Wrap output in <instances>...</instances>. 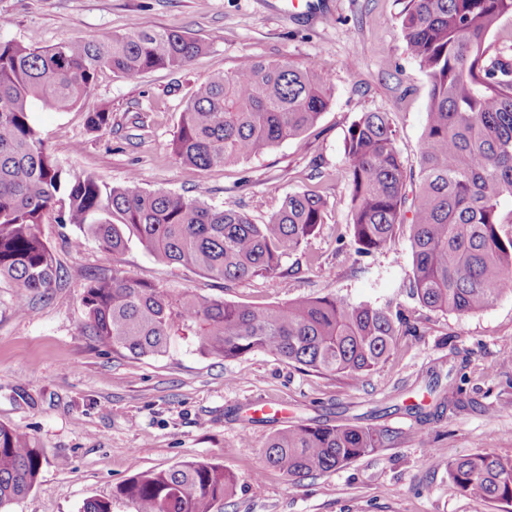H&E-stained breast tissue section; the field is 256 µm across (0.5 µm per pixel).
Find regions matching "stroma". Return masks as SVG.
Here are the masks:
<instances>
[{
	"label": "stroma",
	"mask_w": 512,
	"mask_h": 512,
	"mask_svg": "<svg viewBox=\"0 0 512 512\" xmlns=\"http://www.w3.org/2000/svg\"><path fill=\"white\" fill-rule=\"evenodd\" d=\"M405 5L317 0L316 13L307 14L291 0H0V16L9 20L0 38L32 49L122 34L144 21L205 46L179 70L155 69L134 81L101 72L84 103L34 112L64 170L114 185L135 172L143 189L242 210L259 224L295 192L315 189L329 202L324 224L286 258L283 275L232 283L161 263L134 241L109 262L93 239L72 249L82 238L75 225L41 224L60 270L56 288L28 294L0 280V424L33 436L45 457L13 512H81L102 497L111 498L112 512H132L114 498L117 486L195 461L236 476L223 512H512V503L469 496L448 478L449 463L463 455L512 458V294L476 314L430 311L409 293L408 229L391 251L369 257L357 256L345 238L344 140L358 115L387 113L406 167L416 165L429 83L403 40ZM246 58L301 68L330 59L327 110L301 139L262 155L183 168L170 151L181 111L200 83ZM101 107L110 126L89 130L88 113ZM112 264L175 293L241 304L327 293L388 304L416 333L398 337L389 358L357 383L265 351L225 361L179 343L162 357H135L97 346L82 329L85 277ZM452 378L462 402L437 411ZM270 399L284 404V417L248 420L244 404ZM416 403L423 413L413 411ZM303 421L387 428L395 439L336 471L292 481L265 466L263 450L273 432Z\"/></svg>",
	"instance_id": "obj_1"
}]
</instances>
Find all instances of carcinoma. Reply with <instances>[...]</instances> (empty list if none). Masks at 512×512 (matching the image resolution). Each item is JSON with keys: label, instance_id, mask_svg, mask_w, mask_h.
Wrapping results in <instances>:
<instances>
[{"label": "carcinoma", "instance_id": "obj_1", "mask_svg": "<svg viewBox=\"0 0 512 512\" xmlns=\"http://www.w3.org/2000/svg\"><path fill=\"white\" fill-rule=\"evenodd\" d=\"M512 16V0H408L401 30L429 81L418 155V191L407 204L406 172L384 112H363L344 142L348 231L356 254L389 251L410 229L409 288L421 306L474 314L512 294V235L499 206L512 199V66L486 60V38ZM202 44L148 21L122 35L70 38L44 49L0 41V280L46 293L59 279L39 226L76 224L103 255L129 241L159 261L223 281L275 278L325 223L326 197L288 195L266 222L197 198L146 191L137 174L119 185L59 167L31 119L42 102L65 111L89 98L98 74L134 80L182 68ZM329 104L327 65L246 59L211 75L180 113L171 151L194 170L239 163L302 137ZM83 328L100 346L137 357L179 342L226 361L266 351L321 374L358 381L412 327L385 307L337 294L279 305H246L189 291L172 293L114 267L87 280ZM387 429L298 423L270 436L265 464L295 481L339 469L392 443ZM44 456L31 435L0 425V512L36 484ZM473 497L512 503V459L492 452L448 465ZM236 479L196 461L140 473L114 493L133 512H217Z\"/></svg>", "mask_w": 512, "mask_h": 512}]
</instances>
